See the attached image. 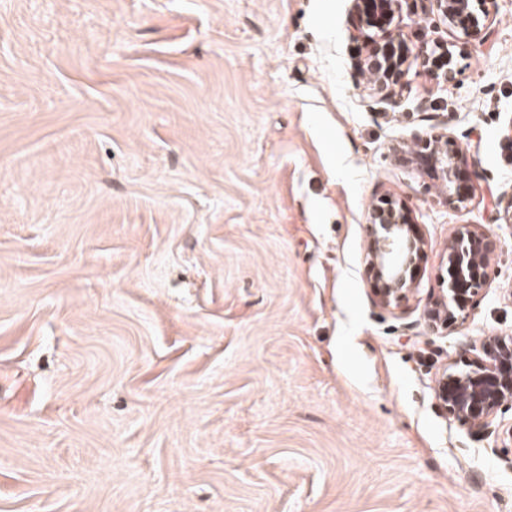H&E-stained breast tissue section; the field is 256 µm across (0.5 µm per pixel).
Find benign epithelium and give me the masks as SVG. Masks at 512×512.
I'll list each match as a JSON object with an SVG mask.
<instances>
[{"label": "benign epithelium", "instance_id": "obj_1", "mask_svg": "<svg viewBox=\"0 0 512 512\" xmlns=\"http://www.w3.org/2000/svg\"><path fill=\"white\" fill-rule=\"evenodd\" d=\"M404 0H354L351 22L361 37L358 70L375 96L396 102L408 71V48L391 28ZM432 10L466 35L487 27L488 13H477L484 0H430ZM436 78H453V52L437 45L422 56ZM420 146L392 147L394 155L441 184L444 202L465 209L475 197L477 172L448 132L427 133ZM369 239L366 271L375 302L399 308L414 293L415 274L426 256V242L409 223L401 204L383 198L366 215ZM497 240L477 224H457L448 238V288L427 311L431 331L441 333L468 317L469 302L490 285ZM435 395L448 417L462 426L487 430L497 414L512 404V335L484 338L480 353L464 367L452 363L439 373Z\"/></svg>", "mask_w": 512, "mask_h": 512}]
</instances>
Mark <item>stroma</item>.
<instances>
[{"instance_id":"obj_1","label":"stroma","mask_w":512,"mask_h":512,"mask_svg":"<svg viewBox=\"0 0 512 512\" xmlns=\"http://www.w3.org/2000/svg\"><path fill=\"white\" fill-rule=\"evenodd\" d=\"M485 9L468 37L405 0L393 107L353 0H0V512H512V410L479 434L434 397L512 334V0ZM434 129L476 163L465 209L391 151ZM386 195L427 251L395 310ZM457 224L492 283L437 335ZM440 52L437 53V51ZM425 55H421L425 64L430 63V70L436 79L442 78L448 82L453 78V52L446 46L436 45L429 53L425 51ZM369 239L366 271L375 302L399 308L414 293L415 274L426 256V242L409 223L405 207L392 199L373 203L366 215Z\"/></svg>"}]
</instances>
